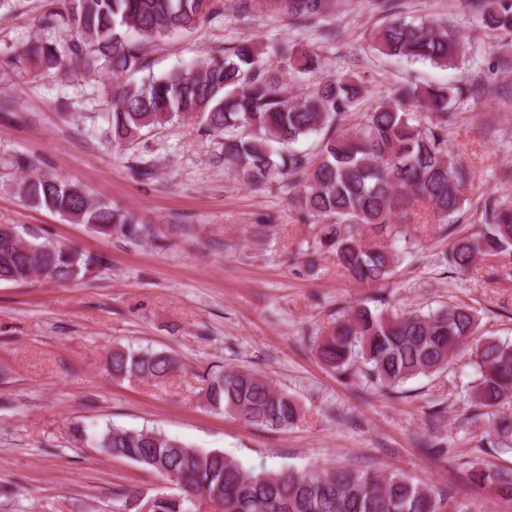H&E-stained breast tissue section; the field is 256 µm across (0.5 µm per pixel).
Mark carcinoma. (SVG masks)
Listing matches in <instances>:
<instances>
[{"mask_svg": "<svg viewBox=\"0 0 512 512\" xmlns=\"http://www.w3.org/2000/svg\"><path fill=\"white\" fill-rule=\"evenodd\" d=\"M476 23L512 35V0H466ZM279 6L291 25L306 28L322 20L331 0H265ZM219 0H40L37 21L44 28L67 26L62 45L28 42L13 64L36 72L78 67L106 69L121 78L142 71L149 50L177 34H189L219 15ZM370 48L402 61L448 66L465 48L448 27L393 19L371 37ZM319 55L297 43L265 51L256 40L224 47L186 69L166 76L118 84L109 103L112 142L133 145L175 118L197 121L205 136H224L220 158L237 180L260 186L277 183L301 218L319 225L310 248L330 253L355 283L382 285L392 279L405 250L372 246L363 230L395 237L396 221L408 223L415 204L430 207L453 227L469 199L472 170L448 142L464 94L456 84L392 88L376 107L362 112L372 91L347 76H320ZM300 81L288 94L278 69ZM362 121L345 131L346 121ZM317 137L310 155L295 144ZM28 204L46 207L69 221L90 224L104 235L132 241L155 237L148 224L123 213L59 175L29 176L17 183ZM477 231L458 235L447 262L470 272L487 257H512V207L488 198ZM108 265L106 257L75 246L24 238L17 227L0 232V282L44 277L58 283L84 279ZM468 346L474 376L470 401L492 412L512 405V342L479 332L468 305L423 312L375 311L365 304L344 309L315 340V352L337 375L357 372L382 390L448 369ZM179 367L169 352L115 348L112 377L161 380ZM206 406L254 426L286 428L300 417L298 404L266 376L248 368L213 365L202 375ZM102 452L137 463L171 479L179 492L146 496L129 491L123 512H472L469 505L437 493L403 472L343 467L335 471H256L219 449L192 448L155 429L114 425L78 429ZM488 440L512 449V420L500 418ZM474 483L512 500V474L466 460Z\"/></svg>", "mask_w": 512, "mask_h": 512, "instance_id": "carcinoma-1", "label": "carcinoma"}]
</instances>
